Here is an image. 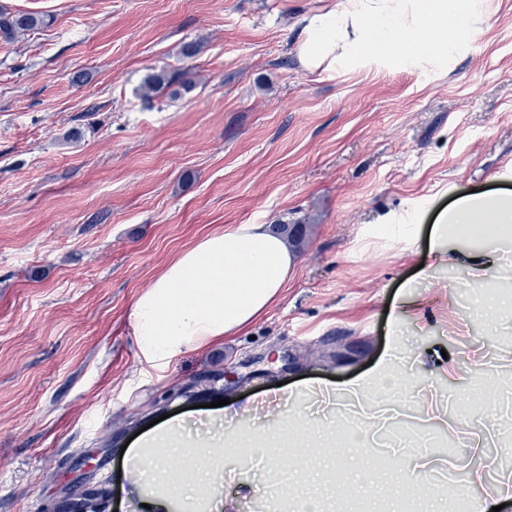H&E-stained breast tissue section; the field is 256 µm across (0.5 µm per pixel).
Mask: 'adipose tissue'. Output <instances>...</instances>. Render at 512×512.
I'll return each instance as SVG.
<instances>
[{
  "instance_id": "1",
  "label": "adipose tissue",
  "mask_w": 512,
  "mask_h": 512,
  "mask_svg": "<svg viewBox=\"0 0 512 512\" xmlns=\"http://www.w3.org/2000/svg\"><path fill=\"white\" fill-rule=\"evenodd\" d=\"M485 0H344L340 9L305 19L298 56L309 72H338L368 57L397 58L412 66L445 56L451 41L473 42L487 26ZM512 247V194H465L440 210L428 230L431 266L455 263L477 278L512 277L500 251ZM296 257L264 224H240L204 236L182 251L135 301L131 317L136 345L152 369L190 351L223 345L247 329L282 297ZM419 301L399 299L390 312L394 333L388 353L369 373L343 388L318 383L300 391L328 410L335 396L359 401L363 422L319 425L283 404L280 389L259 403L262 425L247 421L224 428L221 416L237 417L235 404L207 410L209 426L194 430L188 419L171 416L120 449L123 476L139 505L137 512H222L224 470L229 462L263 460L274 490L260 504L278 512L294 497L303 512H321L335 498L337 470H345L354 497L399 498L400 481H372L359 451L374 434L376 415L390 412L392 394L406 371L398 361L401 327L423 319Z\"/></svg>"
}]
</instances>
